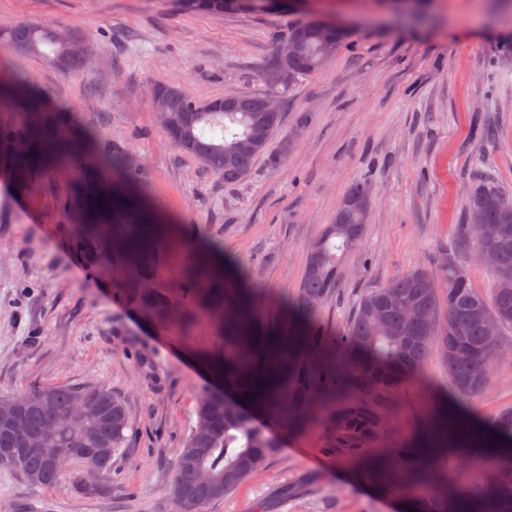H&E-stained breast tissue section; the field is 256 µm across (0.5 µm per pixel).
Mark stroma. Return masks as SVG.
<instances>
[{"label": "stroma", "mask_w": 512, "mask_h": 512, "mask_svg": "<svg viewBox=\"0 0 512 512\" xmlns=\"http://www.w3.org/2000/svg\"><path fill=\"white\" fill-rule=\"evenodd\" d=\"M499 13H512V0H417L412 11L395 0H312L221 16L180 12L172 0H0V27L37 21L80 34L95 59L68 76L0 51V69L46 90L107 147L133 156L143 200L177 227L153 280L174 296L206 246L246 279L259 314L292 301L311 244L349 186L369 179L363 241L314 318L333 336L367 288L459 249L475 173L512 195V53L502 49L512 27L492 22ZM312 17L345 18L354 28L324 70L290 85L279 133L296 147L281 166L260 156L246 180L228 186L169 145L152 107L154 83L199 98L263 91L260 75L281 37ZM482 126L490 137L480 136ZM75 232L57 179L18 193L0 168V398L99 384L124 399L128 440L112 459L107 497H82L64 480L34 486L0 469V512H178L169 494L177 451L200 397L218 387L198 355L223 352L224 321L200 307L189 320L137 306L128 275L76 250ZM447 401L487 424L512 406V358L467 398L432 354L418 378L383 399L384 430L369 453L420 440ZM278 435L262 469L203 512H401L399 496L330 449L324 413Z\"/></svg>", "instance_id": "35a3bbf8"}]
</instances>
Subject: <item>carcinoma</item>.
<instances>
[{"label": "carcinoma", "mask_w": 512, "mask_h": 512, "mask_svg": "<svg viewBox=\"0 0 512 512\" xmlns=\"http://www.w3.org/2000/svg\"><path fill=\"white\" fill-rule=\"evenodd\" d=\"M176 2L182 11L220 16L235 10H269L282 0ZM349 36L345 29L324 31L317 18L291 27L285 39L299 38V52L280 64L270 59L262 72L267 90L239 91L228 109L222 97L200 100L177 85L154 84L152 99L160 100L166 113L169 142L224 184L239 183V171L252 169L281 127L283 113L265 111L268 97L286 103L288 85L327 67ZM44 46L49 52L42 51ZM85 47L80 35L63 41L42 23L0 29L1 49L16 56H42L65 75L84 71ZM0 112L12 115L0 123V167L8 169L15 189L33 188L61 164L74 169L77 177L63 194L62 211L83 213L82 232L102 233L105 225L112 226L104 245L112 250L115 266L132 267V300L150 309L167 308L168 295L148 287V282L163 261L159 243L168 225L140 202L138 170L128 167L123 154L110 159L101 155L100 136L53 109L42 90L15 75L0 74ZM372 194L366 179L350 185L345 197L354 205L336 208L331 223L312 244L293 305L261 319L255 317L257 299L244 279L229 269L216 275L210 254L199 252L192 276L182 285L183 294L224 316V354L209 361L229 398L204 395L196 425L179 448L170 495L181 512H200L204 504L228 495L275 454L279 443L269 423L301 429L310 421L312 408L346 393L354 397L331 411V445L363 454L364 445L383 425L372 399L420 375L436 350L458 395L474 396L487 388L493 360L483 325L472 317L480 313L498 321L502 332L512 329V287L502 282L503 275L512 274V199L488 180L475 181L466 204L467 223L461 225L462 241L470 239L474 247L494 254V283L488 292L472 284L458 254L446 251L432 268L418 267L367 289L342 333L324 336L312 324L316 306L336 287L340 261L353 249L352 238L363 239ZM476 197L483 202L481 223L499 226V236L491 242L480 239L479 225L472 220ZM375 300L385 303L383 324L367 309ZM338 350L341 363L322 358ZM20 398L29 401L21 426L0 424V468L20 473L35 486L66 480L79 495L106 496V483L87 486L81 476L90 465L103 475L112 470V457L131 428L124 400L95 384L48 385ZM77 405L90 410L81 422L68 419ZM53 418L58 426L50 443L32 446L30 440ZM505 447L511 452L502 464L470 486H457L438 471L440 459L450 453L467 463L491 448ZM61 449L74 455L67 471L51 463ZM364 476L393 492L425 481L451 489L446 500L432 493L407 501L414 512H512V406L500 409L487 431L441 406L421 442L399 444L366 460Z\"/></svg>", "instance_id": "carcinoma-1"}]
</instances>
